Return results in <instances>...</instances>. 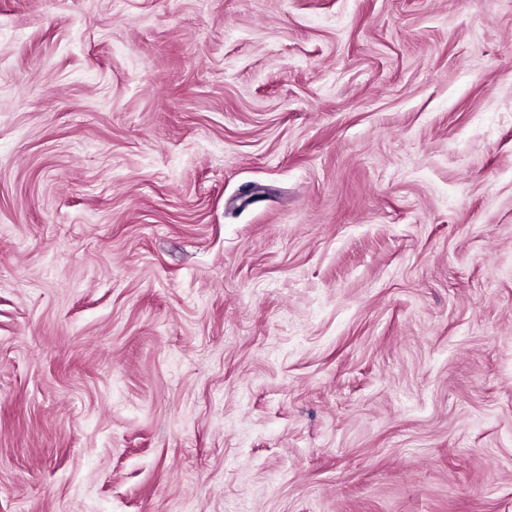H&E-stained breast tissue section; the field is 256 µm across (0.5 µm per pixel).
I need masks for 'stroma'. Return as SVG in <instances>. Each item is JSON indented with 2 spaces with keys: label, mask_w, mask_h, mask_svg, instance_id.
Listing matches in <instances>:
<instances>
[{
  "label": "stroma",
  "mask_w": 512,
  "mask_h": 512,
  "mask_svg": "<svg viewBox=\"0 0 512 512\" xmlns=\"http://www.w3.org/2000/svg\"><path fill=\"white\" fill-rule=\"evenodd\" d=\"M0 512H512V0H0Z\"/></svg>",
  "instance_id": "35a3bbf8"
}]
</instances>
